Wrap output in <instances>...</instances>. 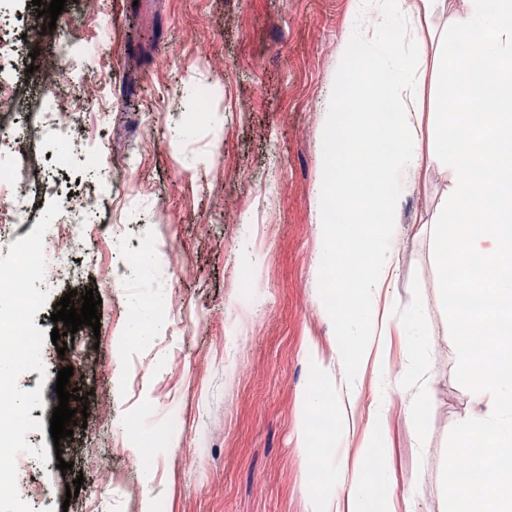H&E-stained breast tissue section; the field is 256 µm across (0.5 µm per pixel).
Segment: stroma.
<instances>
[{
	"label": "stroma",
	"mask_w": 512,
	"mask_h": 512,
	"mask_svg": "<svg viewBox=\"0 0 512 512\" xmlns=\"http://www.w3.org/2000/svg\"><path fill=\"white\" fill-rule=\"evenodd\" d=\"M353 0H67L56 21L85 19L79 34L103 39L93 73L78 92L84 112L99 114L107 149L68 167L109 199L126 201L127 230L99 235L94 251L73 253L75 274L51 284L36 326L65 293L96 289L100 329L80 326L65 354L45 342V372L19 379L40 389L30 416L35 447L60 446L61 458L28 457L18 490L33 512H308L315 478L299 452L298 401L321 384L306 349L336 357V324L326 312L335 288L317 265L321 243L312 222L327 135L322 114L339 67ZM450 0L430 20L434 38L424 66L422 104L435 117L437 65L445 30L462 17ZM213 91V109L195 113L189 135L175 136L177 112L190 108L185 85ZM454 179L439 161L413 177L398 199L407 227L390 289L396 331L388 359L404 372L410 335L430 307L423 369L432 398L416 428L413 395L396 384L380 418L387 470L413 490L417 512H444L441 474L447 435L477 408L455 378L457 357L439 335L437 270L431 222ZM132 239L152 241L150 262L118 266ZM259 289H252V282ZM174 303L173 319L147 336L127 333L129 307ZM88 396L86 426L53 442L48 425L57 373ZM138 422L139 441L123 433ZM72 463L63 472L58 460ZM84 482L77 498L66 487ZM40 486V497L28 495Z\"/></svg>",
	"instance_id": "35a3bbf8"
}]
</instances>
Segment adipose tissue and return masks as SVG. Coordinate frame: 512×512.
Instances as JSON below:
<instances>
[{"instance_id":"ef3b65f1","label":"adipose tissue","mask_w":512,"mask_h":512,"mask_svg":"<svg viewBox=\"0 0 512 512\" xmlns=\"http://www.w3.org/2000/svg\"><path fill=\"white\" fill-rule=\"evenodd\" d=\"M442 2L355 0L342 61L357 62L361 75L336 80L328 93L325 128H344L346 142L327 148L324 163L330 178L317 188L314 221L322 257L343 261L336 283L344 291L340 307L332 312L339 345L335 360L310 354L325 386L310 388L301 397L300 447L330 485L311 499L310 512H413L410 498L396 495L384 479L371 477L366 462L372 458L378 469L386 467L384 434L376 422L388 388L384 346L394 327L386 300L396 276L393 250L399 230L394 200L400 179L422 167L418 148L425 135L419 89L426 43L418 35L407 37L404 22L413 15L430 19ZM382 98L391 101V112L379 113L376 124L366 126L365 113ZM351 100L360 104V111H346ZM356 171L375 195L386 199L384 216L368 208L344 215L346 201L358 192L359 181L351 178ZM367 377L374 380L376 391L370 422L363 428L357 411ZM317 412L333 417L336 453L321 454L314 444L316 436L306 420Z\"/></svg>"}]
</instances>
